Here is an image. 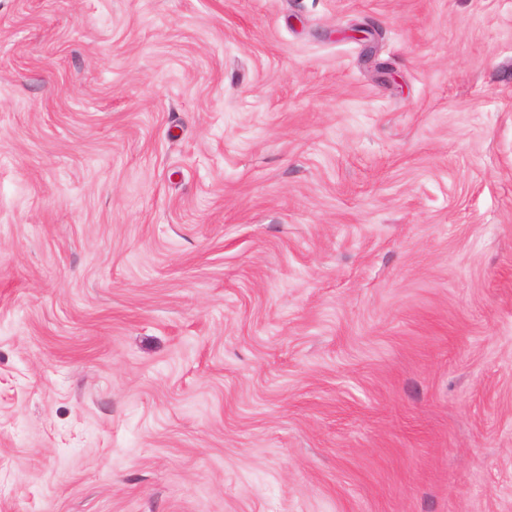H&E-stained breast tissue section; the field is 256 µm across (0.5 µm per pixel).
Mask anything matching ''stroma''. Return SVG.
I'll return each mask as SVG.
<instances>
[{"mask_svg": "<svg viewBox=\"0 0 512 512\" xmlns=\"http://www.w3.org/2000/svg\"><path fill=\"white\" fill-rule=\"evenodd\" d=\"M0 512H512V0H0Z\"/></svg>", "mask_w": 512, "mask_h": 512, "instance_id": "stroma-1", "label": "stroma"}]
</instances>
